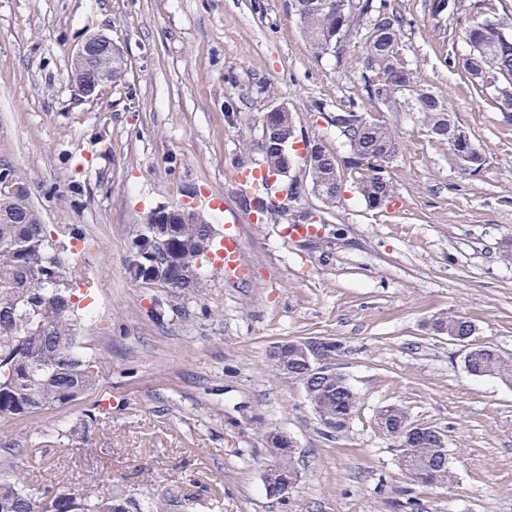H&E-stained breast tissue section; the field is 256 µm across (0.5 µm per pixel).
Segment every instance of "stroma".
Returning a JSON list of instances; mask_svg holds the SVG:
<instances>
[{
	"label": "stroma",
	"instance_id": "1",
	"mask_svg": "<svg viewBox=\"0 0 512 512\" xmlns=\"http://www.w3.org/2000/svg\"><path fill=\"white\" fill-rule=\"evenodd\" d=\"M454 2L443 32L434 0H390L404 57L484 169L462 171L414 115L384 113L394 195L370 210L345 184L325 244L302 246L246 212L239 176L262 170L264 116L281 103L299 134L345 156L319 107L361 99L360 36L343 61L317 53L288 0H0V169L28 185L75 273L79 352L107 365L71 405L0 417V480L20 474L39 495L109 488L163 512H512V387L470 375L463 344L428 327L460 314L472 344L512 359V115L448 65L467 50L460 32L512 0ZM91 34L125 62L92 100L72 79ZM189 202L217 235L234 228L244 280L209 265L196 295L131 280L147 215ZM309 336L343 345L334 368L359 397L330 438L272 357ZM393 404L447 434L450 484L402 472L379 421ZM273 433L295 444L298 480L281 496L263 481Z\"/></svg>",
	"mask_w": 512,
	"mask_h": 512
}]
</instances>
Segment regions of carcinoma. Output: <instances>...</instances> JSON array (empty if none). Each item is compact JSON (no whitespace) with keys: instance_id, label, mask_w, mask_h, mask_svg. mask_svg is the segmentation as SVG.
<instances>
[{"instance_id":"obj_1","label":"carcinoma","mask_w":512,"mask_h":512,"mask_svg":"<svg viewBox=\"0 0 512 512\" xmlns=\"http://www.w3.org/2000/svg\"><path fill=\"white\" fill-rule=\"evenodd\" d=\"M330 0H289L311 46L321 53L334 52L340 39L362 34V52L356 60L362 86L361 102L336 106L330 125L342 139L356 192L370 209L381 208L394 194L388 167L398 154L394 129L373 117L364 106L383 112H412L421 119L427 135L449 146L460 167L468 172L481 169L483 153L471 138L461 137L463 128L448 110L447 103L432 87L413 75L401 48L402 20L390 10L389 0H345L338 13ZM467 53L452 59L480 98L500 112H512V96L495 93L494 84L512 86V14L485 17L463 33ZM267 149L263 152L267 175L288 168V157L280 154L279 142L296 131L293 113L284 110L270 117ZM322 193V210L336 207L343 193V179L336 155L320 144L314 156ZM0 212L9 214L10 223H0V416L24 417L37 410L60 408L92 392L105 374L101 361L78 355L76 304L65 264L50 247L45 225L36 218L27 194L0 192ZM212 225L194 224L173 236L169 245L170 278L177 279L206 262L214 253ZM437 335L476 334L473 323L456 314H442L430 322ZM303 340L288 342L286 377L300 383L325 434L343 431L358 405V395L341 376L317 382L305 358L295 354ZM464 367L476 377H494L512 385V360L487 346L466 350ZM381 424L396 440L401 458L414 472L413 481L425 485L445 484L451 477L445 448L431 434L433 427L419 430L408 422L406 411L390 406L380 414ZM294 450L280 456L267 470L265 486L275 487L295 476ZM9 496L0 497V512H114L130 502L112 496L108 490L95 495L77 496L58 492L36 496L28 492L23 479L4 483Z\"/></svg>"}]
</instances>
